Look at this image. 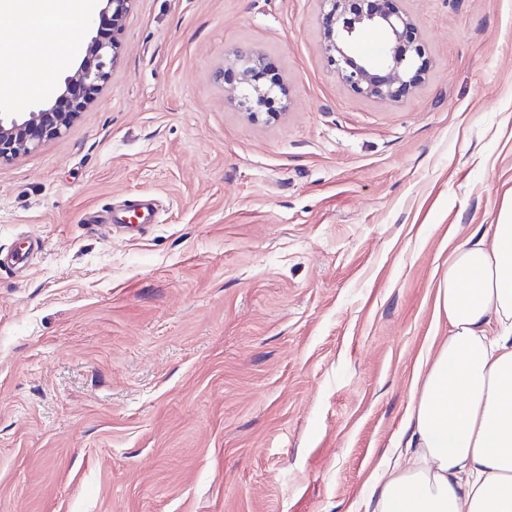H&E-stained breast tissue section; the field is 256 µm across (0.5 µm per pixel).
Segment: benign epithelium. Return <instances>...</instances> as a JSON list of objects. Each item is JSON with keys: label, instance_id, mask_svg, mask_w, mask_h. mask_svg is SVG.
I'll list each match as a JSON object with an SVG mask.
<instances>
[{"label": "benign epithelium", "instance_id": "1", "mask_svg": "<svg viewBox=\"0 0 512 512\" xmlns=\"http://www.w3.org/2000/svg\"><path fill=\"white\" fill-rule=\"evenodd\" d=\"M96 34L86 43L77 67L25 112L0 111V163L28 153L65 133L108 82L120 44L113 32L132 0H98ZM320 27L328 61L340 82L368 99L402 101L424 79L422 38L414 18L398 0H320ZM369 30L385 33L376 53L360 48ZM264 59L239 53L224 70V82L238 107L257 120V109L272 98L275 85L263 82Z\"/></svg>", "mask_w": 512, "mask_h": 512}]
</instances>
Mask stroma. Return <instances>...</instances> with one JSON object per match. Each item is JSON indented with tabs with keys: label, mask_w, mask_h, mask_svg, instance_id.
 Wrapping results in <instances>:
<instances>
[{
	"label": "stroma",
	"mask_w": 512,
	"mask_h": 512,
	"mask_svg": "<svg viewBox=\"0 0 512 512\" xmlns=\"http://www.w3.org/2000/svg\"><path fill=\"white\" fill-rule=\"evenodd\" d=\"M402 6L395 103L337 80L318 0H133L95 101L0 164V512H365L448 252L512 208V0ZM239 50L277 117L230 100ZM133 214L137 216L136 223H132L130 220L131 216L129 218L123 216L120 219L113 211L111 212L110 210H103L91 217H87L86 221L90 224H104L109 221L114 222L115 224H152L153 213L148 206L143 207L141 213L134 212Z\"/></svg>",
	"instance_id": "35a3bbf8"
}]
</instances>
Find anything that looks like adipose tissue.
<instances>
[{"label":"adipose tissue","mask_w":512,"mask_h":512,"mask_svg":"<svg viewBox=\"0 0 512 512\" xmlns=\"http://www.w3.org/2000/svg\"><path fill=\"white\" fill-rule=\"evenodd\" d=\"M23 42L0 37V92L40 87L42 49L78 25L77 0H0ZM436 311L448 333L421 355L372 512H512V209L491 239L451 250Z\"/></svg>","instance_id":"adipose-tissue-1"}]
</instances>
